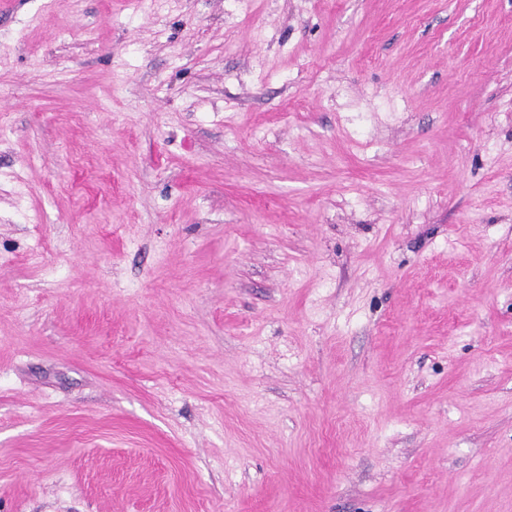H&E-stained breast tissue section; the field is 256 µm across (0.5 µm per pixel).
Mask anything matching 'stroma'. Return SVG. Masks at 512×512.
I'll list each match as a JSON object with an SVG mask.
<instances>
[{
	"mask_svg": "<svg viewBox=\"0 0 512 512\" xmlns=\"http://www.w3.org/2000/svg\"><path fill=\"white\" fill-rule=\"evenodd\" d=\"M0 512H512V0H0Z\"/></svg>",
	"mask_w": 512,
	"mask_h": 512,
	"instance_id": "stroma-1",
	"label": "stroma"
}]
</instances>
